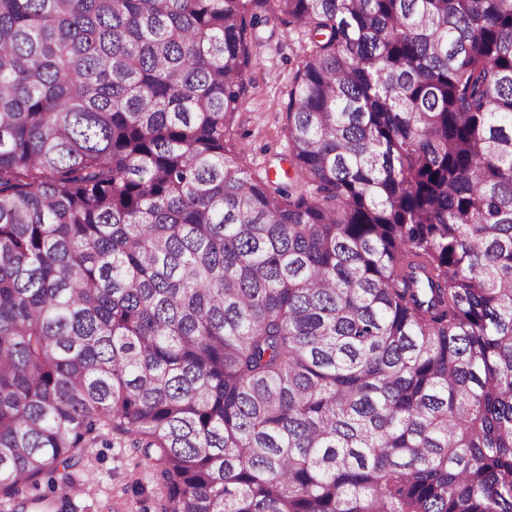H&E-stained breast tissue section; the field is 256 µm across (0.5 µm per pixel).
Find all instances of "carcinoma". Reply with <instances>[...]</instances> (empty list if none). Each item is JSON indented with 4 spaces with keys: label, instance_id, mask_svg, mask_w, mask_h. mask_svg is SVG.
Segmentation results:
<instances>
[{
    "label": "carcinoma",
    "instance_id": "obj_1",
    "mask_svg": "<svg viewBox=\"0 0 512 512\" xmlns=\"http://www.w3.org/2000/svg\"><path fill=\"white\" fill-rule=\"evenodd\" d=\"M103 429L160 512H512V0H0V497ZM309 39L292 26L271 20L256 31L255 59L247 76L244 105L233 139L236 162L253 172L293 175L287 161L286 105L294 73Z\"/></svg>",
    "mask_w": 512,
    "mask_h": 512
}]
</instances>
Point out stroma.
Instances as JSON below:
<instances>
[{
    "label": "stroma",
    "instance_id": "obj_1",
    "mask_svg": "<svg viewBox=\"0 0 512 512\" xmlns=\"http://www.w3.org/2000/svg\"><path fill=\"white\" fill-rule=\"evenodd\" d=\"M308 44L307 36L280 21L258 27L244 105L233 131L240 166L274 176L289 171L286 105ZM70 473L74 483H89L90 494L58 502L55 512H159L162 493L154 470L127 440L101 438Z\"/></svg>",
    "mask_w": 512,
    "mask_h": 512
}]
</instances>
